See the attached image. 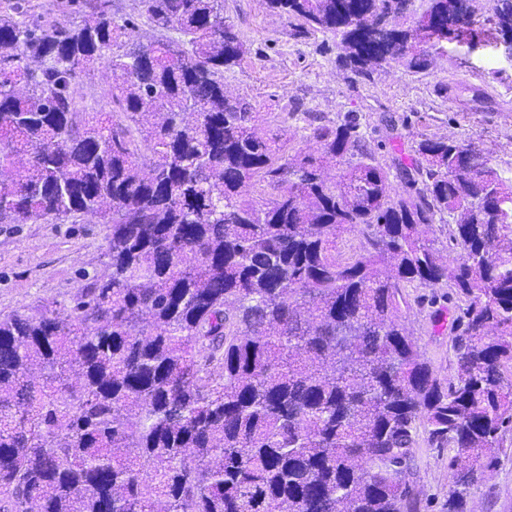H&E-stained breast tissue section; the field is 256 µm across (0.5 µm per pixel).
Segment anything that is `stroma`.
<instances>
[{"label":"stroma","mask_w":512,"mask_h":512,"mask_svg":"<svg viewBox=\"0 0 512 512\" xmlns=\"http://www.w3.org/2000/svg\"><path fill=\"white\" fill-rule=\"evenodd\" d=\"M246 54L224 73V88L250 100L260 126L291 134L306 115L335 120L357 115L366 145L385 170L421 136L472 137L499 166H512V62L502 48L448 42L432 65L413 72L393 63L362 77L339 67L338 36L303 31L261 0H224ZM108 229L85 215L76 223L0 224V318L50 304H68L108 274ZM422 291L408 289L402 321L438 377L454 372L444 326L430 320ZM498 464L486 470L467 512H512V433ZM415 512H446L453 474L448 451L418 436L412 450Z\"/></svg>","instance_id":"obj_1"}]
</instances>
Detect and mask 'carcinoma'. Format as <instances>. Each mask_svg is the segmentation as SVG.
Here are the masks:
<instances>
[{"label":"carcinoma","instance_id":"cac0c4a2","mask_svg":"<svg viewBox=\"0 0 512 512\" xmlns=\"http://www.w3.org/2000/svg\"><path fill=\"white\" fill-rule=\"evenodd\" d=\"M389 2L264 0L340 36L355 75L425 70L477 24L476 0H425L413 52L420 20L391 18L415 0ZM140 4L149 43L112 0L66 26L0 12V223L110 225V272L73 305L0 319V512H414L421 427L465 512L512 431V168L425 137L393 182L353 114L296 150L224 90L246 53L224 0ZM481 30L512 41V0ZM99 64L94 120L76 87ZM408 287L448 312L445 379ZM425 288H406L404 294L408 295L410 307L403 308L402 321L429 360L435 373L440 378H447L454 373L453 351L450 348L448 328L435 326L430 320V308L427 300L422 305L417 297L429 294Z\"/></svg>","mask_w":512,"mask_h":512}]
</instances>
